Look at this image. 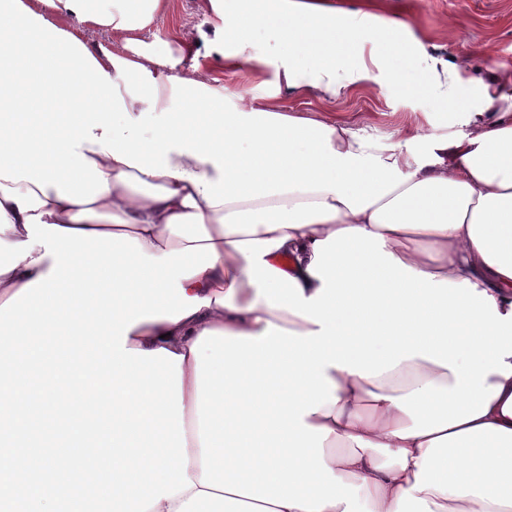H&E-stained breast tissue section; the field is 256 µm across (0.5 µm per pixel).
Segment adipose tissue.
Wrapping results in <instances>:
<instances>
[{
    "mask_svg": "<svg viewBox=\"0 0 512 512\" xmlns=\"http://www.w3.org/2000/svg\"><path fill=\"white\" fill-rule=\"evenodd\" d=\"M256 2L199 0L204 57L257 62ZM170 7L0 0V240L38 215L218 256L181 282L207 306L127 333L182 357L193 486L150 512H356L349 480L365 512H512V109H492L512 79L480 84L468 132L414 160L415 122L381 151L365 126L176 71L141 38ZM278 14L286 87L326 101L346 84L337 36L396 25L325 0ZM52 266L34 247L0 304Z\"/></svg>",
    "mask_w": 512,
    "mask_h": 512,
    "instance_id": "1",
    "label": "adipose tissue"
}]
</instances>
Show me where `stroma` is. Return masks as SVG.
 <instances>
[{
	"label": "stroma",
	"mask_w": 512,
	"mask_h": 512,
	"mask_svg": "<svg viewBox=\"0 0 512 512\" xmlns=\"http://www.w3.org/2000/svg\"><path fill=\"white\" fill-rule=\"evenodd\" d=\"M340 10L376 13L399 20L390 39L396 52L379 46L387 77L377 85L356 84L333 101L314 95L296 96L286 90L275 67L262 72L244 67L224 72L226 87L255 104L287 107L294 112H331L343 120H367L378 147H386L396 129L415 119L422 140L406 144L415 157H423L431 143L456 139L468 130L467 113L474 95H458L448 102L431 83L426 57L434 55L455 62L468 56V77L490 81L512 74V0H329ZM201 18L196 0H173L170 12L144 32L146 41L168 42L171 52L196 39Z\"/></svg>",
	"instance_id": "obj_1"
}]
</instances>
